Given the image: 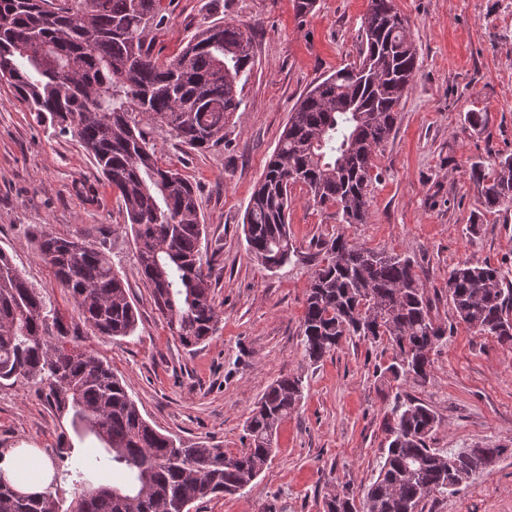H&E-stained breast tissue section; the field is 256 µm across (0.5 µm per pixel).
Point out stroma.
Here are the masks:
<instances>
[{
	"label": "stroma",
	"mask_w": 512,
	"mask_h": 512,
	"mask_svg": "<svg viewBox=\"0 0 512 512\" xmlns=\"http://www.w3.org/2000/svg\"><path fill=\"white\" fill-rule=\"evenodd\" d=\"M395 4L410 21L421 65L375 160L369 219L342 223L337 207L313 206L305 190L294 189L288 224L297 255L273 272L248 251L246 207L298 98L357 61L368 0H317L303 17L293 0H172L164 23L151 30L163 60L213 21L251 26L255 41L252 69L238 82L242 104L221 144L197 151L164 130L154 133L165 160L197 187L206 226L200 250L221 321L194 347L171 336L157 310L121 203L101 171L74 138L37 123L0 81V249L71 326L78 313L38 259L33 231L79 236L111 257L139 311L137 328L114 338L85 330L77 345L125 381L151 425L235 454L247 446L245 420L267 387L284 375L303 381L261 474L237 494L194 501L190 512H323L327 494L344 487L362 499L383 463L385 420L398 393L434 411L431 447L511 449L457 492L430 495L424 512H512V345L459 322L446 287L449 271L465 260L512 269V217L485 213L470 178L472 163L489 170L512 153V0ZM470 112L485 113L481 127L468 124ZM340 233L413 260L437 320L448 327L427 381L391 387L382 376L393 356L384 340L351 337L318 363L305 358L300 323L319 244ZM60 431L33 383L0 386V451L39 449L69 500Z\"/></svg>",
	"instance_id": "1"
}]
</instances>
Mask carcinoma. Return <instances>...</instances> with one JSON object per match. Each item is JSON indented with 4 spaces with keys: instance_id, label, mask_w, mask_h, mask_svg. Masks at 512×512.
<instances>
[{
    "instance_id": "1",
    "label": "carcinoma",
    "mask_w": 512,
    "mask_h": 512,
    "mask_svg": "<svg viewBox=\"0 0 512 512\" xmlns=\"http://www.w3.org/2000/svg\"><path fill=\"white\" fill-rule=\"evenodd\" d=\"M163 0H0V80L37 122L84 148L122 201L138 269L171 335L196 345L216 330L219 312L199 243L204 232L196 186L162 154L147 129H166L191 149L224 141V125L241 105L240 76L253 60L248 26H202L174 59L155 57L145 33L165 19ZM359 61L336 69L296 102L245 211L250 253L268 271L296 253L288 227L293 189L318 207L336 206L346 224H365L367 190L399 107L419 70L408 19L393 0H368ZM471 178L486 212L512 210V155ZM37 256L68 291L93 333H134L137 308L105 252L80 237L46 230L33 236ZM300 325L304 357L335 352L346 336L386 339L395 382L430 375L432 353L447 326L411 258L352 243L342 235L320 244ZM512 272L463 261L448 273L457 318L481 335L512 345ZM51 303L0 249V384H39L54 415L70 422L58 447L94 436L106 455L74 470V498L49 485L19 494L0 481V512H190L186 501L234 494L263 471L278 424L302 393L298 377L282 376L246 420L247 447L227 454L217 444L176 440L141 414L122 381L96 354L64 341ZM437 418L421 402L397 403L386 429L384 462L361 502L333 493L324 512H423L433 493L455 492L492 471L508 452L463 448L443 456L429 445ZM108 464L125 479L94 483Z\"/></svg>"
}]
</instances>
